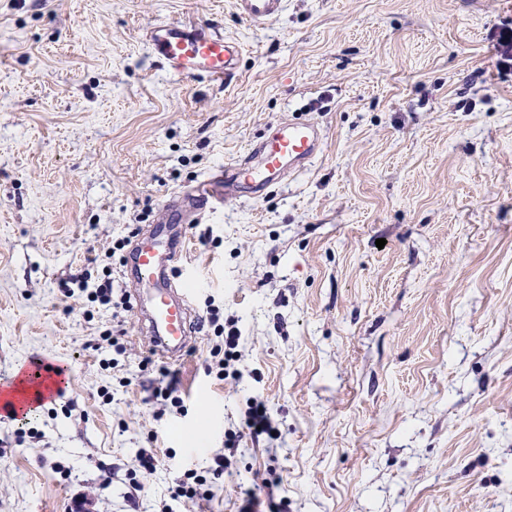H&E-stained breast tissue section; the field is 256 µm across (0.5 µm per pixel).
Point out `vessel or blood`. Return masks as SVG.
<instances>
[{"mask_svg":"<svg viewBox=\"0 0 512 512\" xmlns=\"http://www.w3.org/2000/svg\"><path fill=\"white\" fill-rule=\"evenodd\" d=\"M235 4L241 16L262 23L278 14L283 0H235ZM145 40L151 55L169 72L199 80L222 81L236 75L243 54L237 39L194 21L153 25ZM320 142L312 122H283L250 159L171 196L164 224L149 230L131 258L139 286V323L162 357L179 356L195 331L191 302L199 278L178 266L185 250V225L200 222L221 197L259 196L286 170L310 163L320 151Z\"/></svg>","mask_w":512,"mask_h":512,"instance_id":"vessel-or-blood-1","label":"vessel or blood"}]
</instances>
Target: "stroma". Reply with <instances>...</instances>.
<instances>
[{
  "mask_svg": "<svg viewBox=\"0 0 512 512\" xmlns=\"http://www.w3.org/2000/svg\"><path fill=\"white\" fill-rule=\"evenodd\" d=\"M187 16L242 41L238 74L155 61L146 30ZM504 33L512 0H284L262 24L235 0H0V381L69 376L0 418V512H512ZM285 119L318 125L319 155L187 226L201 326L143 367L133 307L73 278L133 300L126 250L170 195ZM213 309L242 378L206 369ZM254 400L277 439L247 428ZM189 466L209 499L170 501ZM75 283L79 292H87V298L92 302H98L101 305H113L116 308L124 307L126 304L125 299L121 295L119 302H112V285L110 281H106L104 284L98 285L96 288H89L88 281L86 277H82L81 275L76 276ZM42 384L40 392V404H45L53 400L58 395L59 390L65 383V375H57L53 371L41 369V375L38 378Z\"/></svg>",
  "mask_w": 512,
  "mask_h": 512,
  "instance_id": "1",
  "label": "stroma"
}]
</instances>
